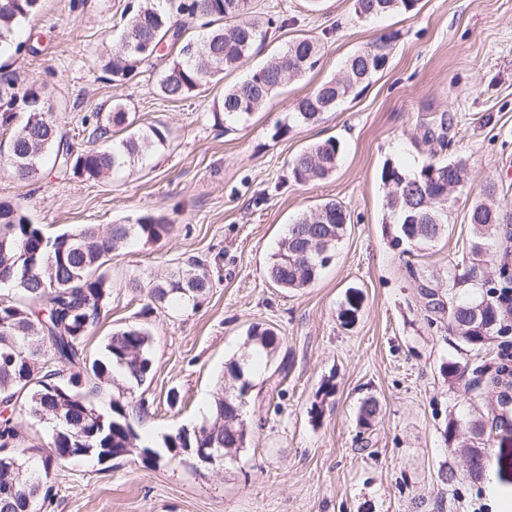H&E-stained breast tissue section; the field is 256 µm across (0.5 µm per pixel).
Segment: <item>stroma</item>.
Returning <instances> with one entry per match:
<instances>
[{"label": "stroma", "instance_id": "35a3bbf8", "mask_svg": "<svg viewBox=\"0 0 512 512\" xmlns=\"http://www.w3.org/2000/svg\"><path fill=\"white\" fill-rule=\"evenodd\" d=\"M130 2L41 0L28 22L32 50L0 57V79L40 88L75 150L89 146L79 131L83 118L115 101L137 127L165 126V148L96 181L60 167L22 178L0 159V202L19 206L52 235L145 214L171 220L162 241L113 250L112 299L86 338L89 358L103 357L112 332L138 322L147 299L131 279L146 282L194 259L209 270L211 288L195 309L169 306L149 320L153 372L132 397L150 406L130 415L151 454L61 462L41 512H512V466L498 463L512 455V431L492 433L478 479L447 440L452 422L463 430L480 413L512 419V404H498L491 381L500 341L460 349L420 294L426 280L447 288L448 264L461 261L470 237L469 203H454L439 240L405 252L392 242L397 227L386 221L388 189L380 181L385 161L409 173L428 162L424 126L447 115L455 137L444 159L468 157L473 185L494 179L512 200V0H420L416 14L371 20L355 16L352 0H257L274 21L261 51L181 101L158 90L164 59L124 84L102 72V54L116 47ZM392 31L398 37L387 66L358 97L318 124L274 137L290 104L341 77L351 54ZM296 38L319 43L318 67L287 81L231 130L216 124L213 103L225 88ZM330 137L341 144L336 171L293 181L290 160ZM329 199L348 215L330 264L311 287L274 286L266 268L289 224ZM350 287L363 302L346 326L339 313ZM255 324L279 337L274 355L248 348ZM243 358L262 394L275 370L286 371L278 396L248 407L245 447L215 467L173 459L164 436L200 423L217 391L233 393L224 368ZM452 361L466 367L456 381L446 373ZM369 398L378 411L364 428L358 414Z\"/></svg>", "mask_w": 512, "mask_h": 512}]
</instances>
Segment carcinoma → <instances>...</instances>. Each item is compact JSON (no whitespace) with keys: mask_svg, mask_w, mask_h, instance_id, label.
<instances>
[{"mask_svg":"<svg viewBox=\"0 0 512 512\" xmlns=\"http://www.w3.org/2000/svg\"><path fill=\"white\" fill-rule=\"evenodd\" d=\"M40 0H0V54L32 49V35L25 25L36 13ZM419 0H352L359 18L371 19L394 13L411 14ZM262 19L254 0H137L128 6L120 44L105 60L103 70L114 82H127L154 58L169 60L158 81L169 100H183L215 80L223 69H235L252 56L265 40ZM396 34L381 36L345 61L339 79L322 82L289 108L287 121L273 133L281 137L298 125H314L322 115L357 94L388 63ZM320 46L300 38L288 42L277 54L252 70L245 80L226 90L214 105L219 124L235 123L264 108L288 79L314 70ZM26 117L13 132L10 157L18 175L34 177L47 159L86 180H98L143 160L168 141L167 129L151 126L133 129L127 108L118 103L95 114L89 138L99 143L74 152L66 136L59 134L50 113L43 111L39 89L14 91L0 87V121L14 114ZM453 121L442 116L428 124L424 141L431 153L453 141ZM340 145L329 137L307 147L290 162L294 181L325 179L338 165ZM381 181L388 187L386 209L398 224L397 243L418 249L436 242L449 224V208L433 197L448 190L450 201L474 195L468 211L471 236L461 264L448 268V295L431 284L420 293L429 312L447 316L448 331L474 349L492 336L512 334V202L498 195L489 178L475 190L470 182L469 159L431 161L409 174L392 161L383 165ZM418 214V222L407 223ZM347 224L345 208L334 200L314 212L298 216L273 254L267 269L269 280L280 288L299 290L313 284L331 261ZM164 217L144 215L134 224H112L102 231L85 225L49 235L32 224L9 202H0V285L20 294L17 300L0 299V402L23 405L29 416L52 424V452L39 447H20V433L12 417L0 419V512H39V502L51 495L49 479L55 464L72 457L94 456L109 461L130 454L137 434L129 419L126 390L142 386L153 371V335L147 324L135 323L112 333L104 357L90 359L84 351L86 336L97 325L112 295L108 262L112 250L131 238L157 243L171 232ZM132 285L147 292L146 316L158 306L173 302L196 306L210 288L208 269L197 261L162 280ZM485 291L491 298L457 299L455 291ZM362 305V295L350 290L340 318L349 325ZM247 344L271 355L279 345L272 329L254 325ZM228 376L238 384L235 394H218L210 416L189 431L181 428L164 437V445L176 456L203 464L204 448H242L246 442L242 415L254 384L247 363L234 361ZM117 389L110 411L100 412L88 399L107 388ZM469 475H483L485 459L480 449L486 423L468 424Z\"/></svg>","mask_w":512,"mask_h":512,"instance_id":"obj_1","label":"carcinoma"}]
</instances>
